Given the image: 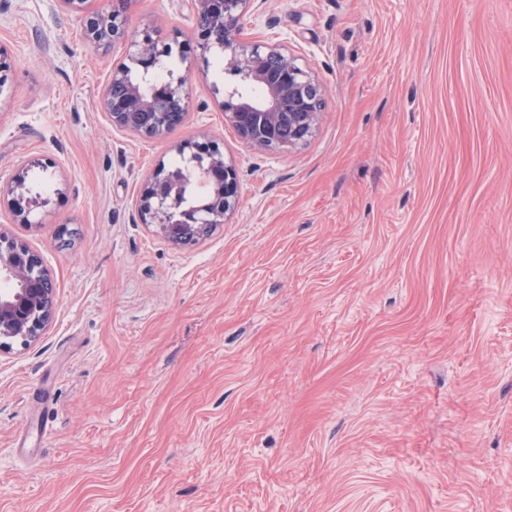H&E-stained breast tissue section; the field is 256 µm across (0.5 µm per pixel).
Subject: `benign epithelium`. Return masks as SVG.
Returning a JSON list of instances; mask_svg holds the SVG:
<instances>
[{"label":"benign epithelium","instance_id":"benign-epithelium-1","mask_svg":"<svg viewBox=\"0 0 512 512\" xmlns=\"http://www.w3.org/2000/svg\"><path fill=\"white\" fill-rule=\"evenodd\" d=\"M83 14L82 35L107 48L116 39L126 38L127 11L112 8L85 12V0H62ZM253 0H192L199 25L197 48L207 53L220 50L227 70L243 71L260 95L241 90L224 94L221 110L224 125L233 130L248 148L258 152L291 151L306 145L319 126L325 89L299 58L277 44L248 36L246 15ZM170 44L159 31L147 27L130 41L128 63L112 70L103 96L104 111L112 126L143 138L162 139L181 123L188 104L186 77L166 83L159 96L130 80L131 66L148 72L168 54ZM180 155H188L186 176L218 183L211 205L172 203L162 191L171 173L165 164L155 168L150 183L138 201L141 223L177 247L193 246L213 228L226 222L239 199L235 167L226 161L219 144L208 134L175 145ZM24 173H17L0 198L8 197L17 210L29 204ZM0 353L20 342L28 344L47 329L54 317L55 287L38 252L22 240L0 231Z\"/></svg>","mask_w":512,"mask_h":512}]
</instances>
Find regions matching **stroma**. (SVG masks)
Instances as JSON below:
<instances>
[{
    "label": "stroma",
    "mask_w": 512,
    "mask_h": 512,
    "mask_svg": "<svg viewBox=\"0 0 512 512\" xmlns=\"http://www.w3.org/2000/svg\"><path fill=\"white\" fill-rule=\"evenodd\" d=\"M252 31L325 88L311 140L247 149L188 0H132L182 52L163 140L102 108L127 47L62 0H0V231L52 324L0 354V512H512V0H265ZM239 178L189 248L142 224L175 144ZM25 176L24 172L16 173L12 180L5 186L2 187L0 185V201L5 198H8V201L14 206L18 211L25 210V207L29 206V198L25 194L28 193L25 188ZM9 196L11 198L9 199ZM23 203L25 206H23Z\"/></svg>",
    "instance_id": "35a3bbf8"
}]
</instances>
